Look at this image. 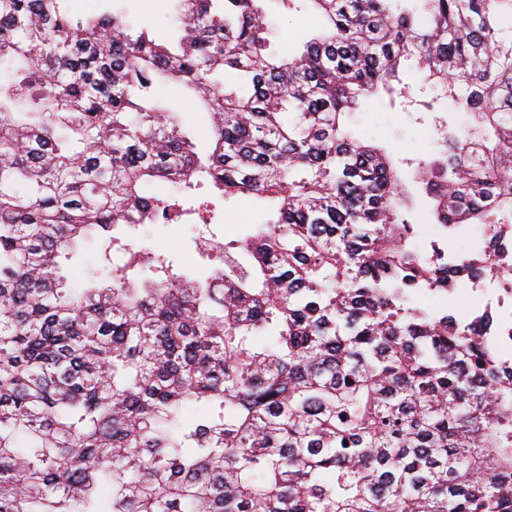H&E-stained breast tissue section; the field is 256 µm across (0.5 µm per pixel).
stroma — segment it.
<instances>
[{"label":"stroma","mask_w":512,"mask_h":512,"mask_svg":"<svg viewBox=\"0 0 512 512\" xmlns=\"http://www.w3.org/2000/svg\"><path fill=\"white\" fill-rule=\"evenodd\" d=\"M74 8L80 13L123 11L135 27L148 28L151 36L160 42L173 39L175 27L174 0H76ZM267 25L272 33L275 49L290 48L309 39L319 25L318 18L309 10L286 11L279 0H265ZM169 105L180 112L184 125L192 133L199 149H206L209 139L210 116L197 108L186 97L184 89L173 85L165 89ZM351 128L362 141L385 147L398 158H416L431 153L435 148L433 120L416 107L396 104L388 106L377 99H369L355 112ZM268 217L266 205L250 197H241L226 204H217L215 217L209 226L210 235L223 238L242 236L251 225L263 223ZM171 228L166 224L149 227L140 243L146 247H172L178 260H185L195 273H205L213 265L211 258L197 249L200 232L195 224L182 226L178 246H170ZM105 243L95 238L83 247L80 259L64 262L67 276L79 281L108 280L114 264L120 263L121 254H113L111 261H104Z\"/></svg>","instance_id":"stroma-1"}]
</instances>
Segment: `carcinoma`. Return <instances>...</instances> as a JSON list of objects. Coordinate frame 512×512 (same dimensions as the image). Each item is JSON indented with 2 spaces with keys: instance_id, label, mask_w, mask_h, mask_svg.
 <instances>
[{
  "instance_id": "carcinoma-1",
  "label": "carcinoma",
  "mask_w": 512,
  "mask_h": 512,
  "mask_svg": "<svg viewBox=\"0 0 512 512\" xmlns=\"http://www.w3.org/2000/svg\"><path fill=\"white\" fill-rule=\"evenodd\" d=\"M262 2L176 0L165 44L0 0V512H512V361L471 305L412 302L512 275V0H280L324 19L283 56ZM413 67L438 138L405 177L348 120ZM242 195L271 217L204 278L120 231ZM95 236L126 260L75 287L58 258ZM164 94L169 105L176 111L182 112L181 117L188 131L195 137L200 151L208 145L210 116L206 110L198 109L191 101L186 99L185 90L177 85L165 89Z\"/></svg>"
}]
</instances>
